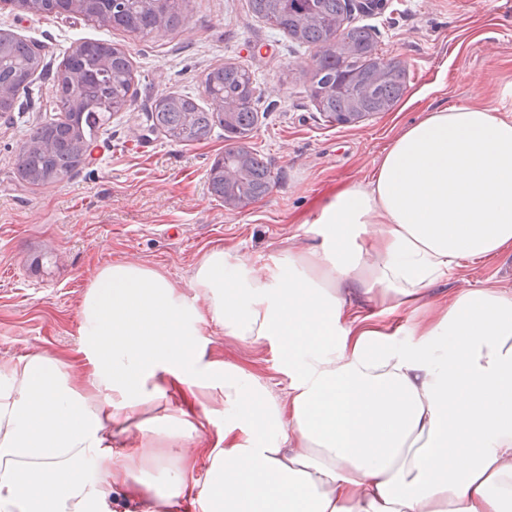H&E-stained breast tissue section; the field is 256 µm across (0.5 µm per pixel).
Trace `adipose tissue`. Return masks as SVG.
Wrapping results in <instances>:
<instances>
[{
	"label": "adipose tissue",
	"instance_id": "ef3b65f1",
	"mask_svg": "<svg viewBox=\"0 0 512 512\" xmlns=\"http://www.w3.org/2000/svg\"><path fill=\"white\" fill-rule=\"evenodd\" d=\"M319 243L263 270L212 250L192 294L157 269L99 270L80 304L84 369L49 351L0 363V512H512V294L466 290L407 341L350 317L426 298L465 257L512 244V120L481 105L425 113L371 180L336 190ZM276 344L288 404L210 360L205 335ZM205 397L217 438L193 478Z\"/></svg>",
	"mask_w": 512,
	"mask_h": 512
}]
</instances>
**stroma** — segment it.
I'll use <instances>...</instances> for the list:
<instances>
[{"label":"stroma","mask_w":512,"mask_h":512,"mask_svg":"<svg viewBox=\"0 0 512 512\" xmlns=\"http://www.w3.org/2000/svg\"><path fill=\"white\" fill-rule=\"evenodd\" d=\"M348 23L372 27L379 57L402 61L407 94L391 111L355 125L329 121L310 98L316 50L273 30L248 0H186L176 31L139 36L75 15H35L0 2V32L42 49L43 67L14 112L0 116V361L48 350L79 366V305L91 278L116 262L141 263L189 288L198 263L223 249L230 261L263 266L315 245L308 231L328 192L366 183L389 144L424 111L480 104L512 119V0H350ZM123 48L139 76L134 104L112 116L97 152L68 179L23 181L15 158L33 125L54 118L56 73L86 39ZM235 62L251 71L258 124L246 147L264 158L272 187L239 210L209 188L224 153V132L179 145L156 128L161 95L204 96L209 69ZM512 293V247L468 258L428 289L447 302L471 288ZM347 306L381 330L405 335L427 308L378 315L358 286L342 289ZM211 359L234 365L286 395L278 351L267 342L210 336Z\"/></svg>","instance_id":"stroma-1"}]
</instances>
